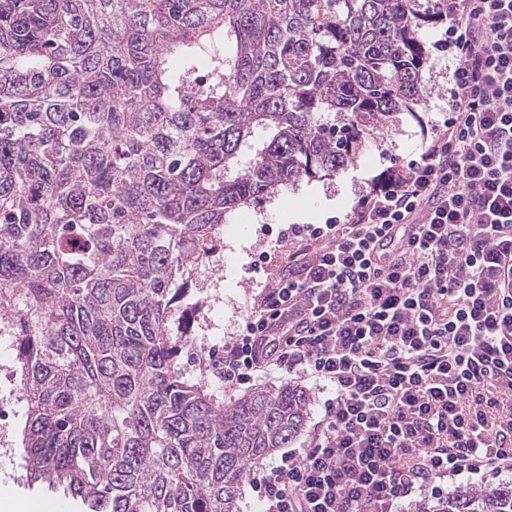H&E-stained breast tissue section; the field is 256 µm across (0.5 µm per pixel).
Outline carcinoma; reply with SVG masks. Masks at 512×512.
Returning a JSON list of instances; mask_svg holds the SVG:
<instances>
[{
    "mask_svg": "<svg viewBox=\"0 0 512 512\" xmlns=\"http://www.w3.org/2000/svg\"><path fill=\"white\" fill-rule=\"evenodd\" d=\"M436 0H0V320L19 478L82 512H238L310 396L184 380L173 305L230 211L422 104ZM209 79L199 83V59ZM418 512H512V483Z\"/></svg>",
    "mask_w": 512,
    "mask_h": 512,
    "instance_id": "cac0c4a2",
    "label": "carcinoma"
}]
</instances>
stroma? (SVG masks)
I'll return each instance as SVG.
<instances>
[{"label":"stroma","instance_id":"obj_1","mask_svg":"<svg viewBox=\"0 0 512 512\" xmlns=\"http://www.w3.org/2000/svg\"><path fill=\"white\" fill-rule=\"evenodd\" d=\"M445 30V25L437 24L423 32L428 61L422 72L426 93L419 119L399 115L392 132L382 139H370L359 161L339 175L301 181L281 188L270 199L226 214L208 261L195 270L191 291L174 317L175 325L190 336L178 360L185 380L216 393L219 402L227 404L237 398L238 390L203 375L199 356L236 335L262 286L280 275L286 264L285 251L277 244L280 228L322 224L343 216L367 190L369 178L390 166L405 168L435 129L441 128L448 115L452 58L436 44ZM17 464V456L0 455V484L11 485L18 495L28 498L30 512H63L65 499L9 481Z\"/></svg>","mask_w":512,"mask_h":512}]
</instances>
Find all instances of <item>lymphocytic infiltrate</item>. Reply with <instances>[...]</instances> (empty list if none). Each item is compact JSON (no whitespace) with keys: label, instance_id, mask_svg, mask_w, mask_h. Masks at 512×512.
Wrapping results in <instances>:
<instances>
[{"label":"lymphocytic infiltrate","instance_id":"lymphocytic-infiltrate-1","mask_svg":"<svg viewBox=\"0 0 512 512\" xmlns=\"http://www.w3.org/2000/svg\"><path fill=\"white\" fill-rule=\"evenodd\" d=\"M448 118L344 219L278 235L288 267L209 367L328 397L304 447L249 480L263 512H403L512 477V0H445Z\"/></svg>","mask_w":512,"mask_h":512}]
</instances>
